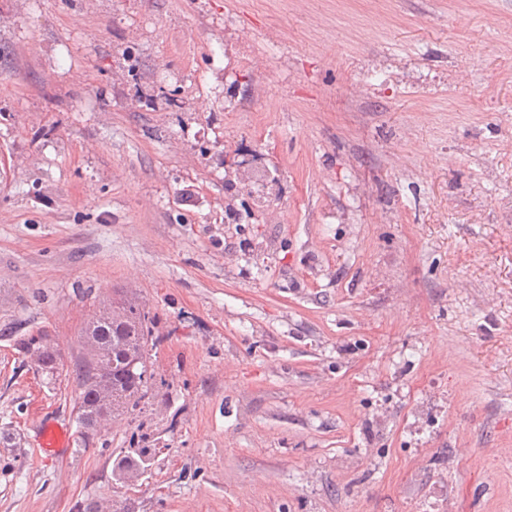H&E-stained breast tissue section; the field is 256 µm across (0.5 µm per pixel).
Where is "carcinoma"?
<instances>
[{
    "instance_id": "carcinoma-1",
    "label": "carcinoma",
    "mask_w": 512,
    "mask_h": 512,
    "mask_svg": "<svg viewBox=\"0 0 512 512\" xmlns=\"http://www.w3.org/2000/svg\"><path fill=\"white\" fill-rule=\"evenodd\" d=\"M84 336L94 356L89 357L83 351L73 366L79 388L74 409L81 427H86L102 410L97 377L103 366L112 371L108 405L114 418L141 410V406L167 386L166 379L150 362L149 349L160 342L155 317L146 304L128 295L126 290L112 289V298L95 312ZM25 349L36 356L46 379H55L63 366V356L46 335L30 338ZM145 440L146 434L141 433L129 447L120 449L112 466L114 480L132 484L148 473L156 449L143 445Z\"/></svg>"
}]
</instances>
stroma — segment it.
<instances>
[{
  "mask_svg": "<svg viewBox=\"0 0 512 512\" xmlns=\"http://www.w3.org/2000/svg\"><path fill=\"white\" fill-rule=\"evenodd\" d=\"M115 288L168 385L86 449L73 364ZM114 499L512 512V0H0V512ZM48 336V334H38L36 337H31L24 344V347L28 353L33 352L41 373L46 376V379L51 381L55 379L60 367H63L64 364L61 352L54 346L51 340L48 341L46 339ZM38 443L42 449L56 453L67 446L66 431L53 422H44L38 429ZM147 434L135 435L129 448H122L113 461L112 476L115 481L123 484L138 482L151 469L155 461L156 448L140 445L147 440Z\"/></svg>",
  "mask_w": 512,
  "mask_h": 512,
  "instance_id": "35a3bbf8",
  "label": "stroma"
}]
</instances>
